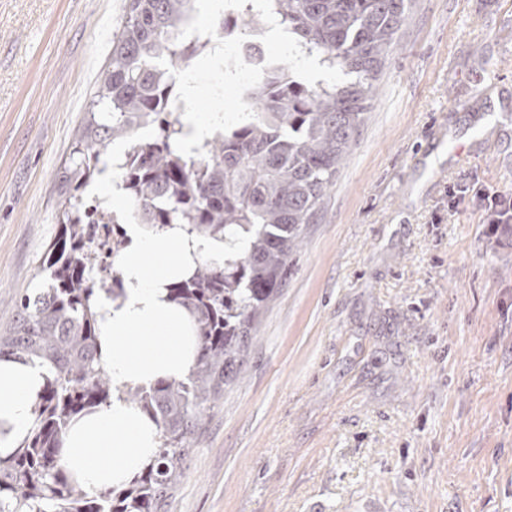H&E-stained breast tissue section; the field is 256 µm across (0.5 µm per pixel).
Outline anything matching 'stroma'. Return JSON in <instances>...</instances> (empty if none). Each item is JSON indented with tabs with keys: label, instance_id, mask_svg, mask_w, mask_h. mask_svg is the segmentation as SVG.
I'll use <instances>...</instances> for the list:
<instances>
[{
	"label": "stroma",
	"instance_id": "35a3bbf8",
	"mask_svg": "<svg viewBox=\"0 0 512 512\" xmlns=\"http://www.w3.org/2000/svg\"><path fill=\"white\" fill-rule=\"evenodd\" d=\"M125 0H0V333L43 284ZM512 0H415L166 512H512ZM482 200V221L484 224H490L493 233L498 232L500 224L509 225L512 223L511 193L484 195Z\"/></svg>",
	"mask_w": 512,
	"mask_h": 512
}]
</instances>
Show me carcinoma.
<instances>
[{"mask_svg":"<svg viewBox=\"0 0 512 512\" xmlns=\"http://www.w3.org/2000/svg\"><path fill=\"white\" fill-rule=\"evenodd\" d=\"M192 2L126 0L112 34V59L64 167L45 287L23 293L0 336V359L40 360L51 370L34 426L0 455V512H162L204 414L237 379L257 319L288 280L307 225L317 223L412 9V0H273L301 47L347 80L311 86L280 65L250 94L255 118L202 142L203 154L184 156L175 148L183 125L165 107L176 90L156 59L173 67L208 51L206 41L172 37ZM115 141L134 149L122 178L140 223L224 242V260L195 258L191 275L167 288L195 320V366L148 388L112 387L98 355L100 293L115 300L122 288L113 261L91 276L101 201L89 205L84 194L111 162ZM114 398L153 419L159 446L124 487L90 495L67 475L60 440L77 415Z\"/></svg>","mask_w":512,"mask_h":512,"instance_id":"obj_1","label":"carcinoma"}]
</instances>
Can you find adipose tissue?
Segmentation results:
<instances>
[{
    "label": "adipose tissue",
    "mask_w": 512,
    "mask_h": 512,
    "mask_svg": "<svg viewBox=\"0 0 512 512\" xmlns=\"http://www.w3.org/2000/svg\"><path fill=\"white\" fill-rule=\"evenodd\" d=\"M126 232L128 243L118 259L124 294L104 302L100 364L114 386L148 387L162 378L183 377L194 366L193 321L168 300L167 288L190 275L193 257L223 258L224 244L187 239L177 228L155 234L130 224ZM49 376V366L38 361L0 360V455L32 428L34 404ZM158 438L147 414L115 399L72 420L60 455L75 483L99 493L129 481L154 457Z\"/></svg>",
    "instance_id": "obj_1"
}]
</instances>
